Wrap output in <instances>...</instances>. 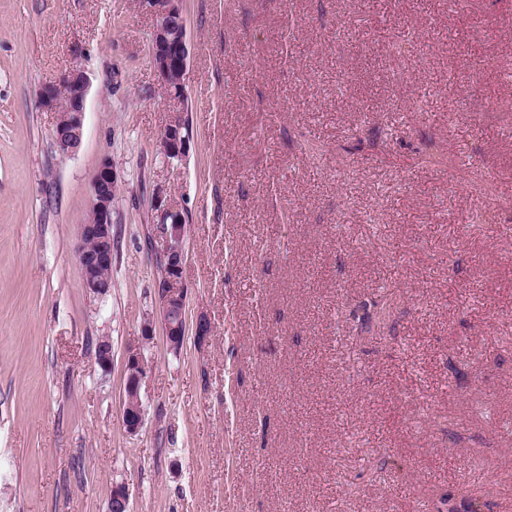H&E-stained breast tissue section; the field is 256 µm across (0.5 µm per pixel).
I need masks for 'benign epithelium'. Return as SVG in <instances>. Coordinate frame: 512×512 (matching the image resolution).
Segmentation results:
<instances>
[{
  "instance_id": "7a95c632",
  "label": "benign epithelium",
  "mask_w": 512,
  "mask_h": 512,
  "mask_svg": "<svg viewBox=\"0 0 512 512\" xmlns=\"http://www.w3.org/2000/svg\"><path fill=\"white\" fill-rule=\"evenodd\" d=\"M181 3L182 0H138L139 9L152 23L150 54L158 84L165 99L176 105L159 142L161 153L171 161L185 159L192 141L181 109L186 100L185 77L190 57ZM89 89L86 73L73 67L37 92L40 107L57 113L53 143L62 154L75 153L82 143ZM117 186L113 164L106 157L101 160L91 181V218L88 223L79 225L77 250L84 288L96 297L105 296L111 288L105 272L112 267V204ZM151 208L157 254L166 265L164 280L157 287L159 313L169 348L178 350L186 336V220L183 210L161 192L152 198ZM125 369L121 422L126 432L134 435L144 424L141 386L146 366L140 352L129 351ZM111 498L114 512H130V495L125 485L113 486Z\"/></svg>"
}]
</instances>
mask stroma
Wrapping results in <instances>:
<instances>
[{
  "label": "stroma",
  "mask_w": 512,
  "mask_h": 512,
  "mask_svg": "<svg viewBox=\"0 0 512 512\" xmlns=\"http://www.w3.org/2000/svg\"><path fill=\"white\" fill-rule=\"evenodd\" d=\"M182 8L193 140L171 163L137 0H0V512H107L118 483L133 512H512V212L485 222L460 185L481 169L512 201V0ZM74 66L64 155L36 93ZM106 157L99 299L76 249ZM159 191L187 222L177 352ZM126 381L121 422L127 433H139L144 424V409L141 399L142 381L146 375V366L140 352L129 351L125 363Z\"/></svg>",
  "instance_id": "35a3bbf8"
}]
</instances>
